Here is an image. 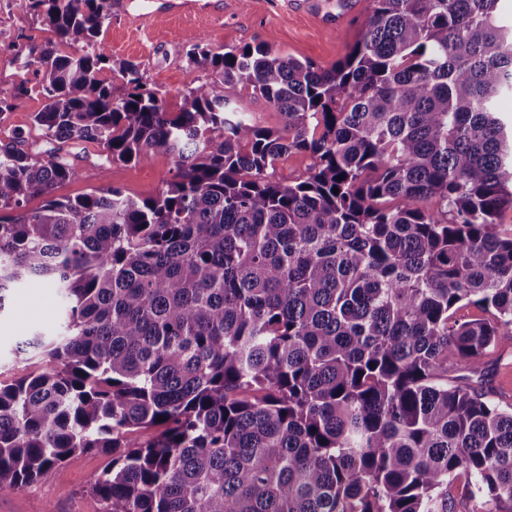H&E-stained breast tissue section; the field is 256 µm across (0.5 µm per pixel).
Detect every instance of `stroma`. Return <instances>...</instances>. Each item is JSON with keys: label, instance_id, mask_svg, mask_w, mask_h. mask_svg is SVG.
Here are the masks:
<instances>
[{"label": "stroma", "instance_id": "35a3bbf8", "mask_svg": "<svg viewBox=\"0 0 512 512\" xmlns=\"http://www.w3.org/2000/svg\"><path fill=\"white\" fill-rule=\"evenodd\" d=\"M179 2L112 0V20L104 33L113 59L138 64L148 86L164 94L173 108L186 89L208 77L207 71L187 63V53L198 41L220 52L264 42L279 54L327 67L348 53L371 10V0H320L316 6L287 9L283 0H202V8L191 12ZM45 37L22 0H0V90L16 96L14 109L0 115V138L19 137L34 152L61 148L81 176L60 185L58 195L74 197L104 184L139 198L156 195L173 175L169 156L158 153L146 163H112L97 143L59 144L34 129L32 116L43 98L38 76L22 68L20 58L31 43ZM58 311V291L48 282H32L10 295L0 313V376L17 378L40 369V361L26 359L15 347L33 331L55 333ZM463 376L491 401L512 405V334L500 336L479 367ZM110 460L103 452L74 455L22 489L0 491V512H98L87 487Z\"/></svg>", "mask_w": 512, "mask_h": 512}]
</instances>
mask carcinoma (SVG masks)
<instances>
[{"instance_id": "cac0c4a2", "label": "carcinoma", "mask_w": 512, "mask_h": 512, "mask_svg": "<svg viewBox=\"0 0 512 512\" xmlns=\"http://www.w3.org/2000/svg\"><path fill=\"white\" fill-rule=\"evenodd\" d=\"M23 2L51 33L22 61L33 123L174 175L149 199L61 198L63 156L0 140V314L42 279L65 324L17 347L49 370L0 379V490L102 451L100 512H453L462 474L512 512V407L449 376L512 333L501 0H372L330 67L202 40L187 63L210 81L175 111L113 61L112 0ZM289 153L312 163L287 184ZM470 304L490 317L458 318ZM229 93L236 99L240 108L247 112L256 125L269 129H277L282 124L279 112L273 110L264 99L253 96L247 89L239 88Z\"/></svg>"}]
</instances>
